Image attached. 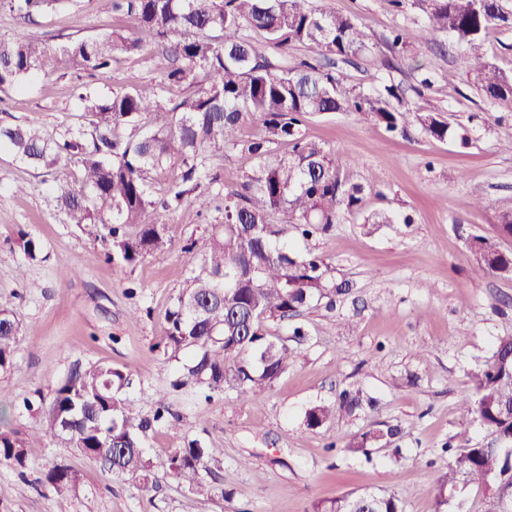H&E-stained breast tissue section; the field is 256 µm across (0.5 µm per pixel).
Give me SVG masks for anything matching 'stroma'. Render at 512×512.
<instances>
[{
  "label": "stroma",
  "mask_w": 512,
  "mask_h": 512,
  "mask_svg": "<svg viewBox=\"0 0 512 512\" xmlns=\"http://www.w3.org/2000/svg\"><path fill=\"white\" fill-rule=\"evenodd\" d=\"M321 4L358 19L374 46L365 66L340 65L347 85L369 89L375 77L390 80L412 108L440 113L454 131L466 129L467 143L455 135L430 139L416 127L394 136L347 112L306 118L309 138L350 160L349 175L364 196L360 216L340 215L326 233L294 238L293 249L317 254L350 291L295 322L269 325L270 336L297 354L272 387L245 400L229 389L209 401L172 394L179 425L154 427L145 438L151 485L112 479L44 436L40 414L18 402L25 395L50 398L73 368L109 364L132 376L128 396L141 415H151L154 393L168 389L175 370L155 343L189 275L183 249L202 241L223 213L186 202L157 208L153 217L166 224L169 249L124 266L68 223L50 175L1 151L0 305L14 310L20 333L11 368L0 371V408L7 412L0 428L18 431L39 454L22 471L0 464V512H309L315 501L366 490L397 494L405 512H436L431 478L448 467L443 445L462 433L486 441L476 422L462 418L459 400L497 339L512 336V275H475L467 240L494 235L497 215L512 211V153L503 148L512 140V107L487 101L448 34L429 35L417 6ZM398 25L408 37L404 51L387 42ZM130 31V19L113 12L112 0H66L36 23L0 7V38L22 34L56 50L77 38ZM166 65L161 48L152 47L100 80L64 69L29 79L23 90L0 94V125L34 124L58 134L82 111L77 86L91 84L102 96L147 89ZM426 70L431 84L423 87ZM477 187L479 207L472 203ZM376 213L387 223H367ZM23 231L43 241L46 258L27 265L22 280ZM296 323L305 336H293ZM349 388L374 397L375 409L314 430L304 426L306 408L334 402ZM388 425L400 429L403 460L387 448L368 457L344 451L352 435ZM193 437L223 449L224 496L196 495L166 476L168 453ZM57 463L80 473L78 497L59 498L42 484Z\"/></svg>",
  "instance_id": "obj_1"
}]
</instances>
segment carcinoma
Masks as SVG:
<instances>
[{"mask_svg": "<svg viewBox=\"0 0 512 512\" xmlns=\"http://www.w3.org/2000/svg\"><path fill=\"white\" fill-rule=\"evenodd\" d=\"M65 0H0L34 20ZM424 25L446 33L464 63H475L474 82L493 104H512V74L482 58L490 30L512 26V0H416ZM113 8L134 19L128 35L77 39L63 48L75 72L104 77L124 58L157 45L170 66L150 90L117 89L101 99L80 92L78 124L58 136L33 126L0 125V149L34 167L53 171L57 207L81 234L109 244L124 265L170 246L166 225L151 219L155 209L151 173L178 166L170 199H189L200 207L224 196V222L212 227L201 246L182 249L190 276L164 315L155 347L179 364L175 390L219 393L228 386L246 399L272 386L288 372L296 354L275 343L270 322L282 321L326 300L333 303V269L319 257L290 250L292 237L324 232L340 214L361 210L363 187L352 182L335 152L309 139L306 117L352 112L368 126L399 134L416 124L428 138H448V122L436 112H417L403 102L399 86L382 82L371 90L346 85L338 64L366 61L372 55L368 35L352 17L327 11L316 0H113ZM297 45L315 47L320 57L290 60ZM58 54L47 45L17 36L0 38V91L20 86L36 73L56 71ZM188 84L194 93L171 103L167 89ZM250 122L261 125L252 139L240 138ZM121 128L132 135L123 140ZM286 142L287 157L274 145ZM238 149L255 160L234 188L215 187L209 176L211 153ZM81 157L82 189L70 187L64 159ZM280 213L284 220L273 223ZM25 263L45 259L43 246L23 233ZM479 276L512 272V252L491 237L468 238ZM18 323L0 306V371L14 359ZM471 392L460 410L474 416L492 444L448 445V470L432 479L437 512H446L448 489L459 481L482 487L488 509L512 512V336L498 339L484 367L470 373ZM132 381L121 369L96 365L71 372L41 406L44 435L75 448L115 477L151 479L153 463L144 444L156 423L177 425L167 396L154 398L153 417H141L125 397ZM359 390L344 391L334 404H315L304 412L309 429L341 420L362 406ZM398 428L355 434L345 450L365 453L393 443ZM37 452L14 434L0 430V463L24 469ZM224 449L190 439L167 456L169 477L200 495L224 493L212 465ZM43 483L59 497L75 495L80 477L66 465H54ZM311 512H404L395 494L348 493L319 500Z\"/></svg>", "mask_w": 512, "mask_h": 512, "instance_id": "carcinoma-1", "label": "carcinoma"}]
</instances>
